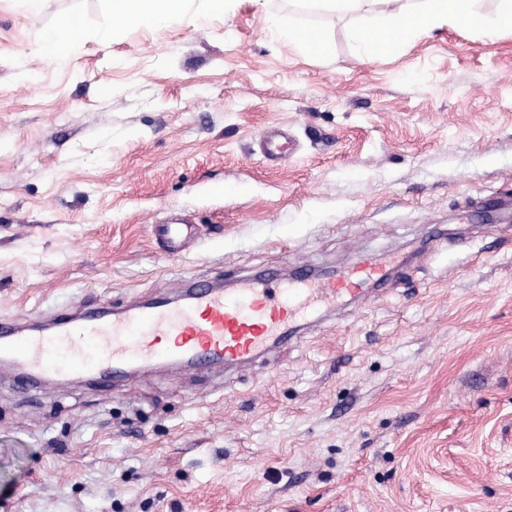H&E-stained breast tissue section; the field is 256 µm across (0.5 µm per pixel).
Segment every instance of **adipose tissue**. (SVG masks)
Returning a JSON list of instances; mask_svg holds the SVG:
<instances>
[{
    "label": "adipose tissue",
    "mask_w": 512,
    "mask_h": 512,
    "mask_svg": "<svg viewBox=\"0 0 512 512\" xmlns=\"http://www.w3.org/2000/svg\"><path fill=\"white\" fill-rule=\"evenodd\" d=\"M107 22L99 31L109 38L113 24L136 25L149 22L166 26L180 21L189 0H109ZM476 0H315L316 6L344 13L368 12L370 25L357 28L353 37L366 57L374 59L400 54L410 40L442 25L480 29L493 34L512 30V0H496L494 13L477 9ZM267 22L280 38L299 44L309 55L329 51L325 34L316 28L294 23L283 16H268ZM83 25L79 16L59 19L41 35L42 51L56 64L67 63L79 49Z\"/></svg>",
    "instance_id": "1"
}]
</instances>
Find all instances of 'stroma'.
<instances>
[{
    "label": "stroma",
    "instance_id": "1",
    "mask_svg": "<svg viewBox=\"0 0 512 512\" xmlns=\"http://www.w3.org/2000/svg\"><path fill=\"white\" fill-rule=\"evenodd\" d=\"M108 9L0 0V317L118 310L193 274L403 268L231 371L31 391L0 372V512H512V30L367 59L361 13L190 0L103 42ZM273 13L330 53L277 39ZM68 14L84 39L60 67L39 35ZM274 128L296 143L276 166ZM177 216L195 235L173 254L153 227ZM269 28L280 38L297 43L311 56H322L329 52V42L325 34L316 28L301 26L290 17L269 15ZM261 151L265 160L271 164L281 163L293 153V143L288 135L281 131H265L260 139Z\"/></svg>",
    "mask_w": 512,
    "mask_h": 512
}]
</instances>
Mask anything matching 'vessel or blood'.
I'll list each match as a JSON object with an SVG mask.
<instances>
[{
	"instance_id": "b4317fda",
	"label": "vessel or blood",
	"mask_w": 512,
	"mask_h": 512,
	"mask_svg": "<svg viewBox=\"0 0 512 512\" xmlns=\"http://www.w3.org/2000/svg\"><path fill=\"white\" fill-rule=\"evenodd\" d=\"M260 144L272 164L293 152L292 141L281 131L264 132ZM156 233L174 251L190 227L162 224ZM387 285V274L373 269L345 271L317 282L300 276L288 287L270 274L245 277L230 292L199 283L175 297L134 301L120 310L81 305L41 324L0 317V369L10 370L22 387L75 373L112 384L153 363L231 369L287 343L302 309Z\"/></svg>"
}]
</instances>
